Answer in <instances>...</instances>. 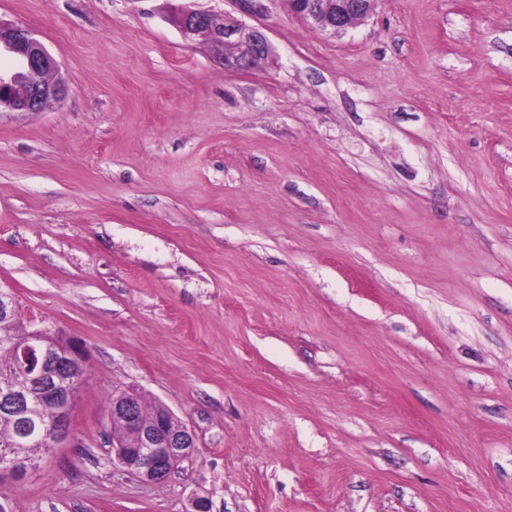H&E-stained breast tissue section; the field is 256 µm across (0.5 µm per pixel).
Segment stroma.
Segmentation results:
<instances>
[{
    "instance_id": "obj_1",
    "label": "stroma",
    "mask_w": 512,
    "mask_h": 512,
    "mask_svg": "<svg viewBox=\"0 0 512 512\" xmlns=\"http://www.w3.org/2000/svg\"><path fill=\"white\" fill-rule=\"evenodd\" d=\"M181 8L261 28L224 67ZM65 99L0 112V286L81 343L73 441L11 512H512V0H0ZM195 449L112 461L107 400ZM380 0H288V10L336 36L369 17ZM116 388L109 407L113 461L147 482L165 481L195 448L192 431L164 405L148 413L135 400L137 391Z\"/></svg>"
}]
</instances>
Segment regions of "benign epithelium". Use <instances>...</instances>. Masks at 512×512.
<instances>
[{"instance_id":"obj_1","label":"benign epithelium","mask_w":512,"mask_h":512,"mask_svg":"<svg viewBox=\"0 0 512 512\" xmlns=\"http://www.w3.org/2000/svg\"><path fill=\"white\" fill-rule=\"evenodd\" d=\"M380 0H288V10L318 28L336 36L369 17ZM174 22L187 39L200 37L214 43L233 46L224 57V67L247 70L272 57L271 45L259 29L238 20H227L211 12L183 9ZM0 50L24 63L26 79L32 80L43 72L53 75L46 83L34 85L31 91L19 95L15 72L0 71V110L10 112H41L52 101L61 100L67 87L54 58L31 31L0 19ZM57 353L63 363L72 366L83 359L78 344L66 342L47 330L28 331L19 335L16 355L23 374L43 375L50 355ZM74 391L57 395L59 416L63 425L57 437L70 435V410ZM138 392L129 389L112 390V454L113 461L139 478L153 483L165 481L195 448L192 431L165 406L159 405L150 419L138 415L135 400ZM0 407L24 418L27 405L20 396L6 393L0 396Z\"/></svg>"}]
</instances>
